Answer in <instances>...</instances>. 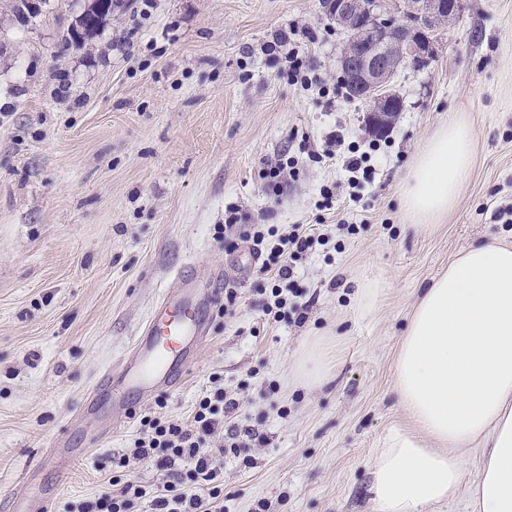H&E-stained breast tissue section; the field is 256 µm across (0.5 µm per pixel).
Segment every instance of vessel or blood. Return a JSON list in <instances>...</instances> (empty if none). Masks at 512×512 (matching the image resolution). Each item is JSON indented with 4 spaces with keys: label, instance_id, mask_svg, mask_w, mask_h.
I'll use <instances>...</instances> for the list:
<instances>
[{
    "label": "vessel or blood",
    "instance_id": "b4317fda",
    "mask_svg": "<svg viewBox=\"0 0 512 512\" xmlns=\"http://www.w3.org/2000/svg\"><path fill=\"white\" fill-rule=\"evenodd\" d=\"M213 292L184 289L164 294L156 303L140 339L119 367L108 374L114 390L148 393L181 381L190 342L206 335L204 308Z\"/></svg>",
    "mask_w": 512,
    "mask_h": 512
}]
</instances>
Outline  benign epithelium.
Here are the masks:
<instances>
[{"label": "benign epithelium", "mask_w": 512, "mask_h": 512, "mask_svg": "<svg viewBox=\"0 0 512 512\" xmlns=\"http://www.w3.org/2000/svg\"><path fill=\"white\" fill-rule=\"evenodd\" d=\"M321 5L336 25L353 31L342 64L352 69L356 87L369 91L389 83L400 62L425 63L431 52L429 33L459 18L462 0H406L401 17L383 0H321ZM398 108L391 96L371 100L369 128L384 131Z\"/></svg>", "instance_id": "7a95c632"}]
</instances>
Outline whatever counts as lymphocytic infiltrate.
Returning <instances> with one entry per match:
<instances>
[{
	"mask_svg": "<svg viewBox=\"0 0 512 512\" xmlns=\"http://www.w3.org/2000/svg\"><path fill=\"white\" fill-rule=\"evenodd\" d=\"M245 238L251 241L255 257L261 260L258 275L271 285L263 311L280 319L286 315L288 296L294 291L296 259L314 246L325 245L327 237L314 225L295 224L284 232L259 225ZM223 426L224 395L220 392L201 396L191 423L150 420L145 436L135 440L132 454L165 471L166 482L151 489L128 482L80 502L76 512H136L144 498L149 499L151 512H219L221 491L214 482L222 460L207 448L206 442Z\"/></svg>",
	"mask_w": 512,
	"mask_h": 512,
	"instance_id": "obj_1",
	"label": "lymphocytic infiltrate"
}]
</instances>
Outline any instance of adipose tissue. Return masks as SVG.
<instances>
[{"label":"adipose tissue","mask_w":512,"mask_h":512,"mask_svg":"<svg viewBox=\"0 0 512 512\" xmlns=\"http://www.w3.org/2000/svg\"><path fill=\"white\" fill-rule=\"evenodd\" d=\"M472 127L452 119L415 156L405 214L430 224L453 207L473 161ZM325 339L304 347L292 377L316 386ZM395 393L413 422L380 437L371 460L375 512H427L452 501L464 479L461 451L483 446L470 512H512V243L468 247L415 305L395 360Z\"/></svg>","instance_id":"1"}]
</instances>
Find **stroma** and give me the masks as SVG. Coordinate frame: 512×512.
Instances as JSON below:
<instances>
[{"instance_id": "stroma-1", "label": "stroma", "mask_w": 512, "mask_h": 512, "mask_svg": "<svg viewBox=\"0 0 512 512\" xmlns=\"http://www.w3.org/2000/svg\"><path fill=\"white\" fill-rule=\"evenodd\" d=\"M89 2L44 0L24 25L0 0V512L20 486L32 503L54 489L51 512H70L111 478L162 484L153 464L113 458L143 418L191 422L218 390L238 403L225 428L254 435L224 451L223 512H375L370 459L409 422L394 362L422 288L471 244L512 241V0H463L433 32L429 64L391 82L404 109L382 135L341 87L346 37L320 0H155L145 17L141 0H123L85 41L71 28ZM290 29L315 33L306 64L328 93L288 83L284 59L264 52ZM451 117L473 128L471 174L439 223H410L404 180ZM353 151L367 156L354 174ZM287 157L297 175L273 192L258 173ZM231 209L237 226L219 234ZM254 224L327 233L295 263L303 314L263 313L258 263L239 237ZM217 270L236 300L208 305L184 382L128 393L127 418L109 393L82 414L177 273L207 288ZM366 278L386 283L370 314L354 304ZM312 336L338 343L330 379L294 384ZM60 437L88 451L64 477L43 462Z\"/></svg>"}]
</instances>
